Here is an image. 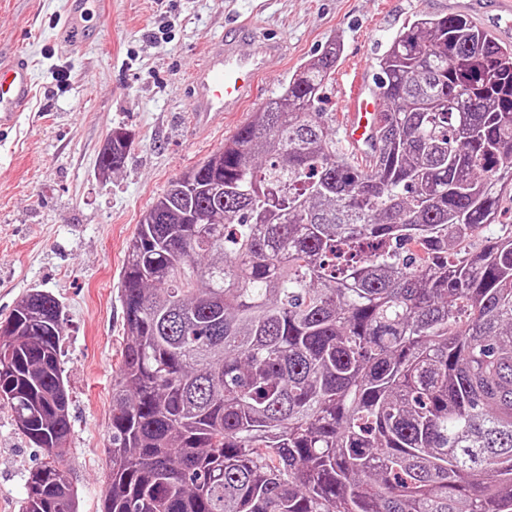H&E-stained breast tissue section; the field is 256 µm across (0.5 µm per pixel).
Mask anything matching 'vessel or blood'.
<instances>
[{"label": "vessel or blood", "instance_id": "vessel-or-blood-1", "mask_svg": "<svg viewBox=\"0 0 512 512\" xmlns=\"http://www.w3.org/2000/svg\"><path fill=\"white\" fill-rule=\"evenodd\" d=\"M249 50H241V43ZM288 53L286 42L257 34L249 23L236 25L214 40L203 61L194 68L188 91V109L195 116L240 111L256 88L258 77L268 72L272 61ZM34 73L22 57L0 60V130L16 122L30 102ZM377 93L362 81H354L345 104L346 141L359 151L377 124Z\"/></svg>", "mask_w": 512, "mask_h": 512}]
</instances>
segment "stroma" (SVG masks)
<instances>
[{
    "label": "stroma",
    "mask_w": 512,
    "mask_h": 512,
    "mask_svg": "<svg viewBox=\"0 0 512 512\" xmlns=\"http://www.w3.org/2000/svg\"><path fill=\"white\" fill-rule=\"evenodd\" d=\"M65 2L0 0V59L28 55L36 81L16 126L0 131V321L30 289L60 301L71 400L63 465L78 512H101L112 377L127 340L120 272L144 213L329 43H340L341 56L325 108L339 113L354 77L375 68L408 21L460 14L491 32L512 14L497 0H98L82 20L97 40L69 56L54 41ZM243 21L287 38L288 59L260 78L244 111L194 119L188 74ZM118 127L133 144L123 167L105 175L99 155ZM46 460L0 403V512H22L26 478Z\"/></svg>",
    "instance_id": "stroma-1"
}]
</instances>
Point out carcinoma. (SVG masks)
Masks as SVG:
<instances>
[{
  "instance_id": "1",
  "label": "carcinoma",
  "mask_w": 512,
  "mask_h": 512,
  "mask_svg": "<svg viewBox=\"0 0 512 512\" xmlns=\"http://www.w3.org/2000/svg\"><path fill=\"white\" fill-rule=\"evenodd\" d=\"M340 51L138 224L102 512H512V45L408 22L364 165L321 109ZM63 336L39 288L0 322V400L49 458L22 512H77Z\"/></svg>"
}]
</instances>
